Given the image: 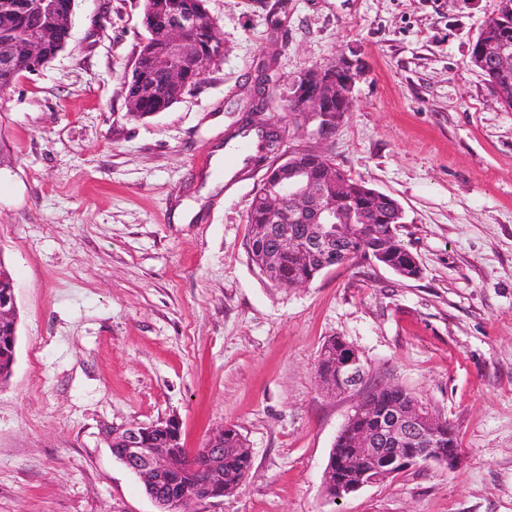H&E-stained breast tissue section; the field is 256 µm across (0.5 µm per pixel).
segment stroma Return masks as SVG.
<instances>
[{
    "label": "stroma",
    "instance_id": "1",
    "mask_svg": "<svg viewBox=\"0 0 512 512\" xmlns=\"http://www.w3.org/2000/svg\"><path fill=\"white\" fill-rule=\"evenodd\" d=\"M142 6L75 0L66 48L0 93V264L18 309L0 512H157L101 431L170 417L185 448L233 426L252 457L240 490L191 512H512V111L469 59L496 0H206L223 55L135 119ZM341 51L365 75L320 140L286 86ZM261 67L280 154L325 151L395 198L418 277L359 257L287 288L253 264L266 169L232 134ZM331 337L368 386L401 385L454 425L456 471L431 462L327 497L357 399L319 382Z\"/></svg>",
    "mask_w": 512,
    "mask_h": 512
}]
</instances>
